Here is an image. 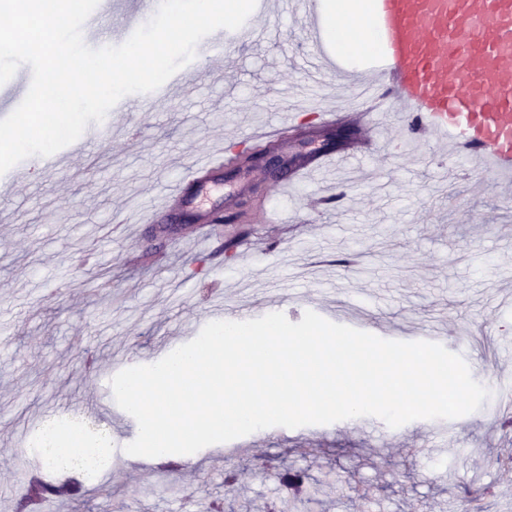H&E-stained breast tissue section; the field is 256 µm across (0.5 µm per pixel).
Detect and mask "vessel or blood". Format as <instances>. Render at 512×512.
<instances>
[{"label": "vessel or blood", "instance_id": "obj_1", "mask_svg": "<svg viewBox=\"0 0 512 512\" xmlns=\"http://www.w3.org/2000/svg\"><path fill=\"white\" fill-rule=\"evenodd\" d=\"M383 46L381 67L353 70L335 61L324 39L320 0H278L281 13L305 18L312 84L325 74L354 79L363 105L357 129L366 150L377 145L382 114L400 112L429 136L447 141L455 156L477 163L497 182L512 180V0H372ZM233 148L193 161L171 192L144 218L170 224L191 207L194 187L223 170ZM350 152H316L292 178Z\"/></svg>", "mask_w": 512, "mask_h": 512}]
</instances>
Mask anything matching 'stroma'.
I'll use <instances>...</instances> for the list:
<instances>
[{"instance_id":"35a3bbf8","label":"stroma","mask_w":512,"mask_h":512,"mask_svg":"<svg viewBox=\"0 0 512 512\" xmlns=\"http://www.w3.org/2000/svg\"><path fill=\"white\" fill-rule=\"evenodd\" d=\"M263 29L228 43L204 77L175 85L134 129L112 115V140L87 142L69 171L30 165L21 183L0 184V512L26 493L28 449L20 434L53 415L85 412L97 398L94 372L156 363L164 347L188 343L217 305L249 306L254 317L305 311L353 314L387 340L438 329L490 391L512 388V310L496 306L512 286V213L492 177L469 170L447 190L441 165L457 167L446 143L386 128L383 148L357 154L356 178L300 180L288 191L275 174L230 163L199 188V210L236 214L223 237L196 243L191 226L162 234L139 223L193 160L249 128L294 121L275 141L284 157L315 150L316 120L293 116L307 105L301 67V15L264 7ZM483 178L481 192L470 179ZM239 244L225 252V237ZM494 400L455 419L389 427L374 416L326 425L254 432L236 459L193 454L190 470L138 457L113 466L107 495L77 506L47 502L43 512H264L287 493L280 475L309 476L304 508L285 512H512V433L502 432ZM248 464L235 487L232 462Z\"/></svg>"}]
</instances>
